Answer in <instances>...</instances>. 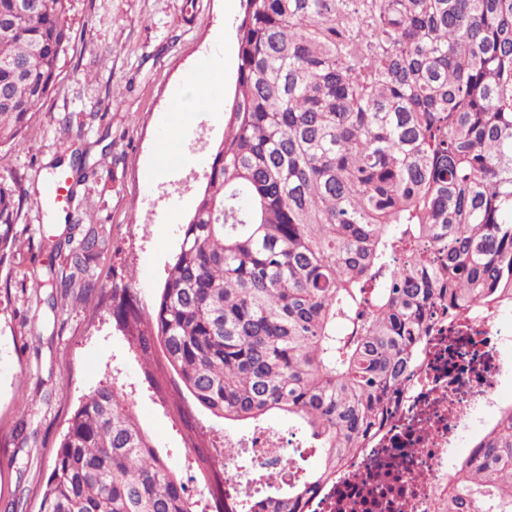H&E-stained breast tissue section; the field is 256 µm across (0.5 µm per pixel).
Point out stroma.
Returning <instances> with one entry per match:
<instances>
[{
  "instance_id": "1",
  "label": "stroma",
  "mask_w": 512,
  "mask_h": 512,
  "mask_svg": "<svg viewBox=\"0 0 512 512\" xmlns=\"http://www.w3.org/2000/svg\"><path fill=\"white\" fill-rule=\"evenodd\" d=\"M244 10L245 0H71L56 85L30 132L5 149L9 173L27 181L18 222L33 242L0 265V512H38L60 436L83 395L106 379L129 394L168 465L190 476L185 428L116 329L111 300L95 311L72 295L38 307L32 276L68 265L67 251H51L45 238L72 217L102 226L109 239L94 266L98 287L134 282L142 306H152L228 119L200 110L177 120L173 98L208 60L220 66L230 103ZM65 116L90 174L72 199L54 204L41 185L62 156L57 121ZM163 146L172 154L166 175L145 181Z\"/></svg>"
}]
</instances>
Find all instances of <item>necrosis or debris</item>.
<instances>
[{"label":"necrosis or debris","instance_id":"1","mask_svg":"<svg viewBox=\"0 0 512 512\" xmlns=\"http://www.w3.org/2000/svg\"><path fill=\"white\" fill-rule=\"evenodd\" d=\"M511 315L478 310L431 337L382 433L311 496L307 512H441L449 467L462 445L475 443L464 429L475 418L491 425L502 406L498 389L512 382ZM224 446L246 449L256 470L284 480L296 473L285 436L272 427L225 435Z\"/></svg>","mask_w":512,"mask_h":512}]
</instances>
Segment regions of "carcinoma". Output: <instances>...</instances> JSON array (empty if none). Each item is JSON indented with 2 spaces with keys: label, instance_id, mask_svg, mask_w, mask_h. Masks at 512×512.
<instances>
[{
  "label": "carcinoma",
  "instance_id": "1",
  "mask_svg": "<svg viewBox=\"0 0 512 512\" xmlns=\"http://www.w3.org/2000/svg\"><path fill=\"white\" fill-rule=\"evenodd\" d=\"M0 0V169L53 90L70 0ZM227 132L151 309L127 284L112 316L176 390L225 423L281 415L321 462L257 512L311 492L384 428L434 330L512 308V0H246ZM65 178L88 172L74 149ZM21 180L0 176V264L22 231ZM69 225V268L33 287L93 304L109 247ZM455 464L444 512H512V404ZM212 451L189 486L129 395L103 381L56 448L38 512H224Z\"/></svg>",
  "mask_w": 512,
  "mask_h": 512
}]
</instances>
